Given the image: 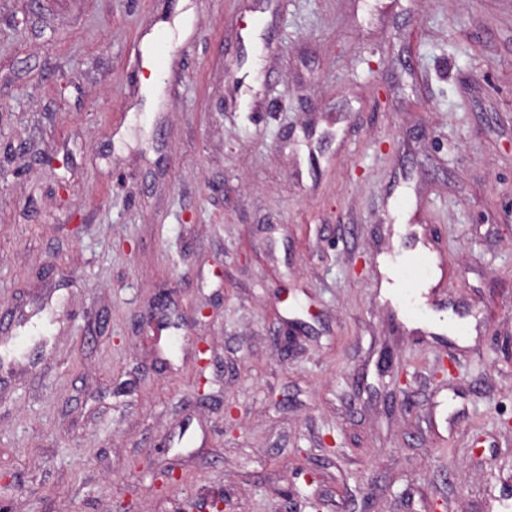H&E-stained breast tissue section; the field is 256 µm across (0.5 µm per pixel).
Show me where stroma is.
I'll use <instances>...</instances> for the list:
<instances>
[{
  "label": "stroma",
  "instance_id": "obj_1",
  "mask_svg": "<svg viewBox=\"0 0 512 512\" xmlns=\"http://www.w3.org/2000/svg\"><path fill=\"white\" fill-rule=\"evenodd\" d=\"M2 315L8 512H512V0H0Z\"/></svg>",
  "mask_w": 512,
  "mask_h": 512
}]
</instances>
